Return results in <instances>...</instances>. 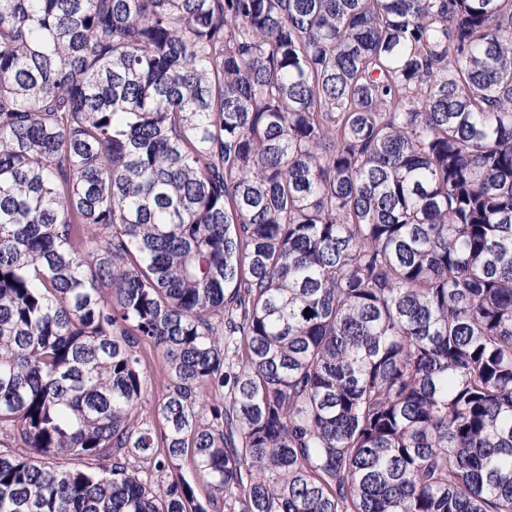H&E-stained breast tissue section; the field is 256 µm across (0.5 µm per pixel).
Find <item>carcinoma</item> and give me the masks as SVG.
<instances>
[{"instance_id":"cac0c4a2","label":"carcinoma","mask_w":512,"mask_h":512,"mask_svg":"<svg viewBox=\"0 0 512 512\" xmlns=\"http://www.w3.org/2000/svg\"><path fill=\"white\" fill-rule=\"evenodd\" d=\"M0 512H512V0H0Z\"/></svg>"}]
</instances>
